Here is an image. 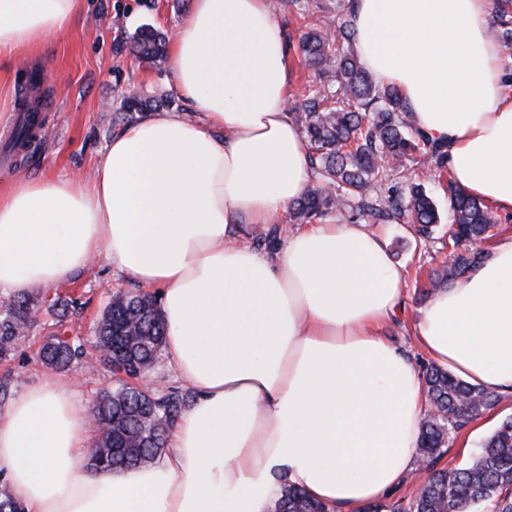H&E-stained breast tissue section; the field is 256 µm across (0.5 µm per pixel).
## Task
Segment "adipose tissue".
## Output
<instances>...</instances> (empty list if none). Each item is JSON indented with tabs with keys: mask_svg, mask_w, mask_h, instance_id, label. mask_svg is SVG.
I'll return each instance as SVG.
<instances>
[{
	"mask_svg": "<svg viewBox=\"0 0 512 512\" xmlns=\"http://www.w3.org/2000/svg\"><path fill=\"white\" fill-rule=\"evenodd\" d=\"M83 0H0V57L67 33ZM489 0H353L354 49L405 100L455 184L512 212V91ZM191 116L114 134L91 179L18 178L0 192V295L70 282L102 259L155 289L165 349L194 399L147 466L91 469L97 432L73 383L0 410V477L23 512H273L294 486L363 512L416 467L428 407L381 325L405 272L363 224L317 222L275 253L242 239L314 178L288 105L284 29L268 0H194L168 52ZM465 381L512 393V241L414 326Z\"/></svg>",
	"mask_w": 512,
	"mask_h": 512,
	"instance_id": "adipose-tissue-1",
	"label": "adipose tissue"
}]
</instances>
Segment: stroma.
Segmentation results:
<instances>
[{"label": "stroma", "mask_w": 512, "mask_h": 512, "mask_svg": "<svg viewBox=\"0 0 512 512\" xmlns=\"http://www.w3.org/2000/svg\"><path fill=\"white\" fill-rule=\"evenodd\" d=\"M319 10L305 13L301 0H280L273 13L284 27L294 93L322 89V82L306 68L299 50V37L306 26H335L344 0H318ZM192 0H84V12L74 29L49 39L39 53L0 63V82L9 92L0 97V188L21 176H91L93 164L117 127L114 114L121 95L136 93L168 100L169 112L184 113L188 106L180 97L168 66L153 67L136 60L127 50L129 37L150 25L174 35L189 15ZM37 70L45 81L35 92L26 90L27 72ZM38 101L42 131L36 132L25 151L11 155L4 147L12 141L15 127L27 101ZM415 182L433 197L441 222L429 240L415 237L410 225L389 221L373 225L392 260L406 273L404 295L397 313L384 326L383 334L407 354L419 369L431 361L420 349L413 326L427 303L423 289L432 270L449 260V174L427 165L416 167ZM138 284L101 261L91 262L68 284L58 288L33 286L43 308L28 337L12 360L0 364V409L17 393L54 371L37 358L41 345L55 331V320L47 307L60 295L79 298L82 308L68 316L71 333L79 335L87 349L80 362L63 370L75 380L81 397L95 404L103 389L115 386L116 377L99 359L93 347L95 326L112 295L138 291ZM512 417V394H500L496 405L461 430L452 432L448 448L437 468L463 466L483 439L504 419Z\"/></svg>", "instance_id": "stroma-1"}]
</instances>
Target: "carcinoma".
<instances>
[{
  "instance_id": "1",
  "label": "carcinoma",
  "mask_w": 512,
  "mask_h": 512,
  "mask_svg": "<svg viewBox=\"0 0 512 512\" xmlns=\"http://www.w3.org/2000/svg\"><path fill=\"white\" fill-rule=\"evenodd\" d=\"M350 20L336 33L311 29L300 38L308 66L339 93L313 94L297 113L301 131L309 141L316 183L288 210L291 224L309 223L333 207L356 202L358 214L381 223L390 220L412 225L423 240L430 239L439 222L432 199L420 184H412L406 197L393 194L390 182L404 175L413 155L422 163L445 168L441 148L427 139L417 143L405 134L408 108L397 89L380 85L357 57L343 48L353 40ZM165 39L149 27L141 28L131 43V53L148 63L164 62ZM157 108V101L130 94L121 101L123 118ZM36 116L27 112L20 120L12 146L24 145L33 136ZM453 222L448 239L454 252L448 265L435 276L432 294L465 276L482 258L475 245L497 224L494 211L462 190L448 186ZM40 301L32 295L15 297L0 305V362L9 361L37 321ZM96 347L105 350L106 361L123 362L126 370L153 366L163 344V322L157 300L142 294H118L104 308L95 328ZM80 341L60 334L43 344L41 361L64 368L82 358ZM431 412L421 423L416 454L429 476L415 495L403 504H375L364 512H462L476 504L490 503L493 512H512V419L503 421L482 443L470 461L458 468L434 469L448 446L451 432L465 427L493 406L498 395L472 385L448 370L432 365L424 375ZM191 392L172 389L146 393L127 383L104 392L93 410L98 432L90 467L105 470L153 462L162 453L166 433ZM274 512H328L326 506L290 487Z\"/></svg>"
}]
</instances>
